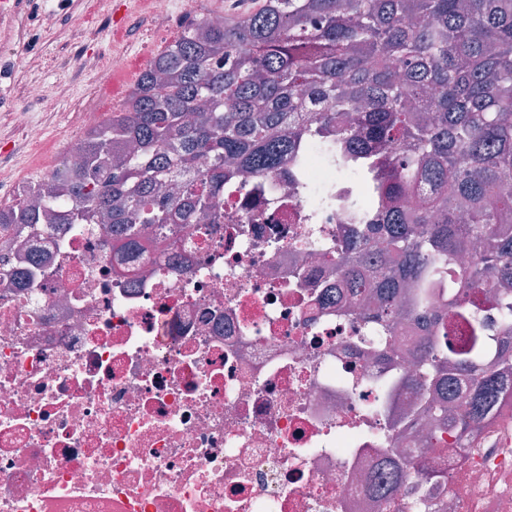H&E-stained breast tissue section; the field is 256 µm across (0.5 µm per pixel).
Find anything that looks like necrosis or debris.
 <instances>
[{"instance_id": "4bbe7bcc", "label": "necrosis or debris", "mask_w": 512, "mask_h": 512, "mask_svg": "<svg viewBox=\"0 0 512 512\" xmlns=\"http://www.w3.org/2000/svg\"><path fill=\"white\" fill-rule=\"evenodd\" d=\"M351 191L310 144L225 182L131 278L111 225L39 236L37 287L0 283V512H512L502 419L435 445L403 421L425 325L367 342L378 302L336 274L370 221Z\"/></svg>"}]
</instances>
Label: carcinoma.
Wrapping results in <instances>:
<instances>
[{
	"label": "carcinoma",
	"instance_id": "obj_1",
	"mask_svg": "<svg viewBox=\"0 0 512 512\" xmlns=\"http://www.w3.org/2000/svg\"><path fill=\"white\" fill-rule=\"evenodd\" d=\"M247 43L248 54L237 52ZM393 57L402 62L396 71ZM322 161L372 193L359 209L402 196L378 224H360L336 269L358 296L381 298L390 329L448 283V317L427 318L436 397L420 393L414 420L444 418L470 437L512 412V365L487 347L488 324L470 295L512 281V0H275L221 26L183 24L124 107L78 143L87 167L63 164L37 184L36 204L0 207V247L69 224L112 225V253L143 256L142 224L205 219L230 168L269 173L316 135ZM189 185H178L186 174ZM301 192L329 207L334 195ZM33 277L0 255V277ZM512 332V295L497 296ZM464 336L448 344V331Z\"/></svg>",
	"mask_w": 512,
	"mask_h": 512
}]
</instances>
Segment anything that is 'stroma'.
I'll list each match as a JSON object with an SVG mask.
<instances>
[{
  "label": "stroma",
  "mask_w": 512,
  "mask_h": 512,
  "mask_svg": "<svg viewBox=\"0 0 512 512\" xmlns=\"http://www.w3.org/2000/svg\"><path fill=\"white\" fill-rule=\"evenodd\" d=\"M71 13L86 14L97 32L86 44L79 65L73 60L77 38L67 24ZM35 24L38 64L11 60L0 51V66L6 67L11 85L9 95L0 99V205L16 197L13 175H24L31 183L50 177L67 150L90 128L91 122L81 119L80 109L95 103L92 122L105 120L119 109L153 56L182 30L181 23L150 18L133 4L121 21H113L111 0H70L63 9L50 0L48 6L39 8ZM33 83L53 93L55 111H41L28 100L24 90ZM17 108L28 109L42 126L40 146L31 147L23 131L13 125L11 115Z\"/></svg>",
  "instance_id": "stroma-1"
}]
</instances>
